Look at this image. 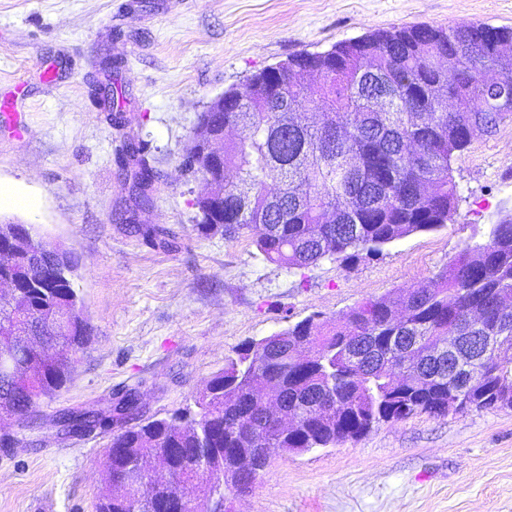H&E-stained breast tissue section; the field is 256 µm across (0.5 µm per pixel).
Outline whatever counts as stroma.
<instances>
[{
	"label": "stroma",
	"mask_w": 512,
	"mask_h": 512,
	"mask_svg": "<svg viewBox=\"0 0 512 512\" xmlns=\"http://www.w3.org/2000/svg\"><path fill=\"white\" fill-rule=\"evenodd\" d=\"M470 21L512 27V0H0V97L18 114L0 116V219L74 254L91 327L73 381L27 424L0 426V512H96L112 434L60 437L59 412L103 408L129 390L143 419L194 407L245 343L424 284L512 213L510 121L455 161L452 221L349 266L290 269L248 234H200L205 184L182 166L207 103L257 71L377 30ZM106 83L108 113L95 95ZM132 144L159 174L143 207L133 167L120 163ZM234 508L512 512V409L419 414L277 454Z\"/></svg>",
	"instance_id": "35a3bbf8"
}]
</instances>
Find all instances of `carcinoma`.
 <instances>
[{
  "label": "carcinoma",
  "instance_id": "1",
  "mask_svg": "<svg viewBox=\"0 0 512 512\" xmlns=\"http://www.w3.org/2000/svg\"><path fill=\"white\" fill-rule=\"evenodd\" d=\"M512 27L463 22L442 28L427 24L378 31L340 42L324 52H299L279 67L252 75L256 88L246 97L228 92L224 129L244 136L224 140V153L210 169L224 184L219 211L224 223L197 219L204 235L233 238L250 232L268 261L305 269L330 259L352 262L384 246L448 223L458 205L454 162L471 146L472 131L494 135L512 121V105L501 108L499 87L484 83L497 71L512 87ZM458 71L448 84V70ZM316 78L315 87L303 79ZM454 111H448V104ZM141 198L158 172L141 149L132 151ZM23 224H0V278L14 292L0 295V322L21 310L32 322L26 337H0V357L9 354L36 370L26 383L0 372V409L26 421L42 397L63 389L90 337L71 269L76 257L61 249L54 262L25 255ZM512 295V218L491 224L483 241L466 244L427 283L407 292L369 298L335 317L310 315L286 328L287 342L271 347L250 341L207 382L186 412L184 425L147 418L112 437L104 465L133 471L131 505L103 494L96 512H156L164 497L145 467L156 448H172L175 477L205 498L227 497L220 480L224 453L245 449L242 435L253 430L270 448H330L356 438L381 422L413 415L448 414V389L457 376L439 353L448 328L468 335L465 313L483 312L477 336H499L512 351V307L492 299ZM73 318L66 336L46 338L57 312ZM419 339L432 362L422 369L425 385L411 373L391 372L399 345ZM314 351L308 363L292 359L289 345ZM468 409L512 408V357L492 363L466 362ZM275 380L288 406L308 409L336 397V418H305L293 433H279L263 421L256 401ZM112 416L97 411L65 412L67 433L104 427Z\"/></svg>",
  "mask_w": 512,
  "mask_h": 512
}]
</instances>
